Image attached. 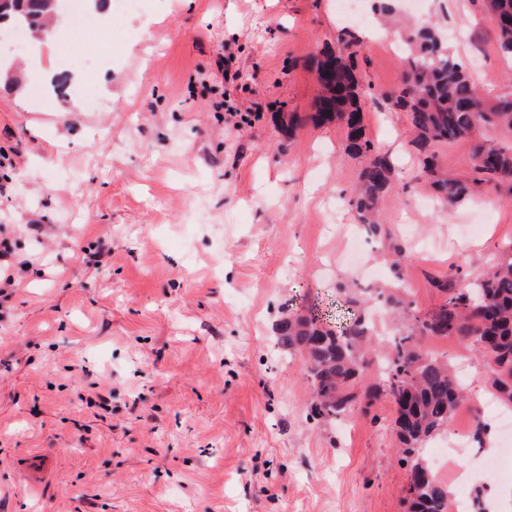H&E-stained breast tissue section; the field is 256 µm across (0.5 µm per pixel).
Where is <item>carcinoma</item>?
I'll return each instance as SVG.
<instances>
[{
	"label": "carcinoma",
	"instance_id": "1",
	"mask_svg": "<svg viewBox=\"0 0 512 512\" xmlns=\"http://www.w3.org/2000/svg\"><path fill=\"white\" fill-rule=\"evenodd\" d=\"M500 50L512 57V0H486ZM56 10L52 0H0V18L13 14V26L26 33ZM409 68L398 91L385 97L393 110L407 114L414 131L420 175L445 207L455 208L484 186L512 198V145L476 137L487 127L512 130V96L488 107L468 69L448 57V44L435 27L406 35ZM361 41L345 28L336 45L312 60L327 85L320 91L308 120L315 126L345 127V151L364 160L358 187L347 202L370 239L389 242L394 260L390 288L359 290L348 281L336 286L346 306L337 324L311 307L300 315L285 314L275 325V344L302 357L310 384L308 418L336 421L359 400L370 406L379 398L395 408L392 425L399 442L398 462L408 471V512H448V485L434 472L424 449L448 428L462 399V383L449 360L426 350V336L457 338L486 362L498 398L512 403V242L500 248L496 262L467 280L455 271L433 281L443 303L420 312L399 285L411 258L408 244L395 237L380 203L392 189L395 164L391 153L365 134L366 98L357 63ZM301 119L277 116L276 131L288 142L296 138ZM472 140V172L467 180L443 172L436 147L458 139Z\"/></svg>",
	"mask_w": 512,
	"mask_h": 512
}]
</instances>
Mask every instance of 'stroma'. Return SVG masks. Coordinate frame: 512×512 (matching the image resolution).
I'll list each match as a JSON object with an SVG mask.
<instances>
[{
  "mask_svg": "<svg viewBox=\"0 0 512 512\" xmlns=\"http://www.w3.org/2000/svg\"><path fill=\"white\" fill-rule=\"evenodd\" d=\"M451 56L475 72L486 105L512 95L482 0H429L424 15ZM338 0H147L116 16L117 38L57 91L42 80L0 83V239L13 286L0 290V512H405L407 470L395 455L394 408L382 400L336 423L307 421L300 357L278 349L284 310L342 318L336 282L379 273L369 245L357 266L341 253L355 216L340 195L361 162L342 125L317 127L309 62L342 28ZM100 30L66 27L43 63L95 50ZM367 46L374 98L367 137L398 176L383 201L413 247L404 285L415 306L442 302L434 278L481 275L512 241V202L488 194L449 210L413 189L405 113L382 96L399 87L407 51ZM303 123L282 140L271 115ZM106 243L102 265L79 261ZM468 393L431 451L454 443L476 412L484 443L459 469L496 452L500 413L473 349L432 337ZM49 468L26 483L29 463Z\"/></svg>",
  "mask_w": 512,
  "mask_h": 512,
  "instance_id": "stroma-1",
  "label": "stroma"
}]
</instances>
